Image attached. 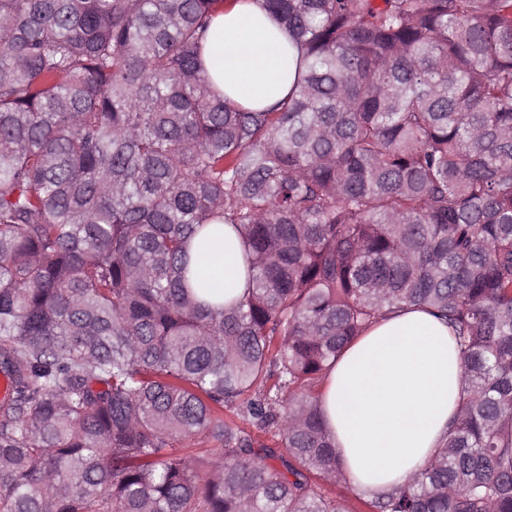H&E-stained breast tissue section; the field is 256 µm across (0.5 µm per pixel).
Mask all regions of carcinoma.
<instances>
[{"label":"carcinoma","mask_w":512,"mask_h":512,"mask_svg":"<svg viewBox=\"0 0 512 512\" xmlns=\"http://www.w3.org/2000/svg\"><path fill=\"white\" fill-rule=\"evenodd\" d=\"M222 2L0 0V512H349L320 391L408 305L465 395L365 505L512 512V0H260L266 110L206 77ZM226 224L231 304L188 257Z\"/></svg>","instance_id":"carcinoma-1"}]
</instances>
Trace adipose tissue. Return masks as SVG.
<instances>
[{
    "instance_id": "adipose-tissue-1",
    "label": "adipose tissue",
    "mask_w": 512,
    "mask_h": 512,
    "mask_svg": "<svg viewBox=\"0 0 512 512\" xmlns=\"http://www.w3.org/2000/svg\"><path fill=\"white\" fill-rule=\"evenodd\" d=\"M298 60L287 31L258 0H235L214 15L205 66L243 108L266 109L286 97ZM190 252L204 287L223 291L228 302L245 293L243 245L232 225ZM463 394V360L447 325L408 307L374 323L343 351L327 373L321 408L347 475L373 496L433 457Z\"/></svg>"
}]
</instances>
